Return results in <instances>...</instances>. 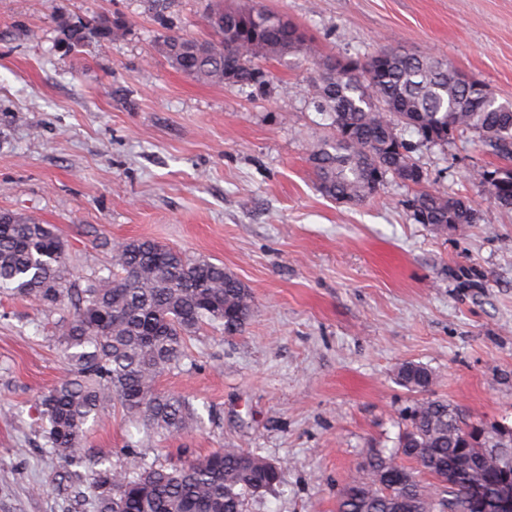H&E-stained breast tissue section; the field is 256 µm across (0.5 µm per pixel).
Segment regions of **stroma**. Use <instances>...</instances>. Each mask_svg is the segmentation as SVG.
Segmentation results:
<instances>
[{
  "mask_svg": "<svg viewBox=\"0 0 512 512\" xmlns=\"http://www.w3.org/2000/svg\"><path fill=\"white\" fill-rule=\"evenodd\" d=\"M297 23L328 58L400 46L450 59L512 101V0H224ZM215 0H171L173 32L211 37ZM123 14L119 40L66 49L61 18ZM146 0H0V211L48 225L68 267L105 270L103 241L148 239L223 265L255 309L242 332L203 326L158 380L197 417L147 437L121 408L85 432L87 456L118 471L170 467L220 448L280 465L282 481L244 512H336L395 448L418 395L398 367L421 364L432 393L469 421L512 426V212L468 178L487 163L466 133L440 147L410 130L430 182L471 202L477 221L416 223L413 187L387 179L364 202L323 196L308 164L330 134L311 103L318 69L269 62L262 90L175 70ZM61 313L0 290V512H93L80 467L59 480L39 396L64 374Z\"/></svg>",
  "mask_w": 512,
  "mask_h": 512,
  "instance_id": "stroma-1",
  "label": "stroma"
}]
</instances>
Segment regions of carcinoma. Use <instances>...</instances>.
Returning <instances> with one entry per match:
<instances>
[{
    "mask_svg": "<svg viewBox=\"0 0 512 512\" xmlns=\"http://www.w3.org/2000/svg\"><path fill=\"white\" fill-rule=\"evenodd\" d=\"M158 37L172 67L214 85H224L225 52L237 59L231 85L259 90L273 73L270 60L301 52L320 56L299 27L264 7L246 10L216 4L207 21L215 38L199 40L171 33L167 0H149ZM70 43L85 38L115 41L125 27L104 21ZM457 69L433 55L380 51L365 61L337 63L336 75L312 85L317 111L328 116L332 136L312 148L318 190L337 201L360 203L401 170L419 174L408 200L413 219L437 230L474 224L477 211L468 200L428 186L412 157V145L397 132L411 129L420 140L446 145L472 133L481 150L494 158L472 168L469 177L484 187L501 182L494 203L512 209V105L498 101L479 80L461 83ZM106 275L70 278L63 241L46 224L0 213V289L34 300L52 314L69 304V320L59 340L65 376L40 398L50 452L63 470L85 463L84 429L115 404L146 427V435L184 430L194 417L188 400L161 391L159 378L187 357V342L206 324L233 334L254 310L249 289L224 266L189 259L151 240L110 247ZM401 368L426 392L433 374L425 366ZM397 452L370 453L367 479L344 490L337 512H481L476 494L512 489V469L499 467L485 453L487 441L448 401L425 397L410 407ZM433 478L407 484L401 471ZM281 467L254 453L224 448L167 470L147 466L116 471L101 462L87 466V491L95 512H243L246 496L274 489Z\"/></svg>",
    "mask_w": 512,
    "mask_h": 512,
    "instance_id": "carcinoma-1",
    "label": "carcinoma"
}]
</instances>
